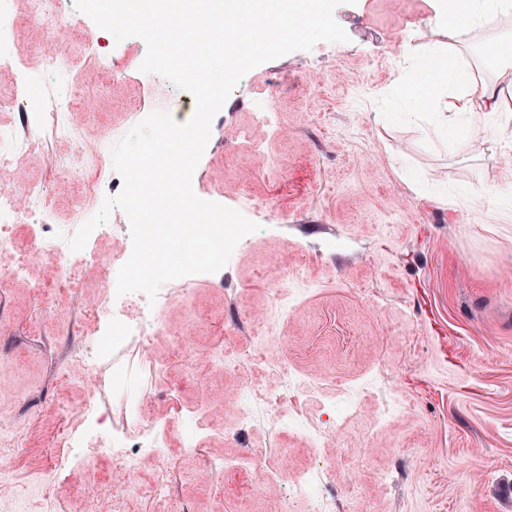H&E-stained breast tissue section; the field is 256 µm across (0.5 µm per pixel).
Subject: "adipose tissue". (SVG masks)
Returning <instances> with one entry per match:
<instances>
[{
    "label": "adipose tissue",
    "mask_w": 512,
    "mask_h": 512,
    "mask_svg": "<svg viewBox=\"0 0 512 512\" xmlns=\"http://www.w3.org/2000/svg\"><path fill=\"white\" fill-rule=\"evenodd\" d=\"M438 39L427 63L415 71L423 85L413 107L428 114L444 109L447 130L461 148L473 143L489 146L501 158L502 179L512 183V30L493 28L500 17L512 14V0H435ZM479 35L496 45L497 82H488L466 59L468 36ZM431 85H444L448 97L437 101L428 93Z\"/></svg>",
    "instance_id": "ef3b65f1"
}]
</instances>
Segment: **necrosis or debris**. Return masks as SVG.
Wrapping results in <instances>:
<instances>
[{"mask_svg":"<svg viewBox=\"0 0 512 512\" xmlns=\"http://www.w3.org/2000/svg\"><path fill=\"white\" fill-rule=\"evenodd\" d=\"M36 2L37 16L43 21L47 31L43 85L49 107L40 117V126L29 128L28 132H21L17 127L0 128V168L20 166L29 154L40 151L49 157L53 170L81 171L84 170L87 159L98 162L108 160L111 148L102 142L87 154L79 149L59 151V143L72 140L68 126L59 118L61 110L70 108L75 93L69 68L62 60L64 45L61 32L68 26L69 21L63 16L58 0ZM46 195L47 189L41 183L25 185L11 195H0V250L13 246L12 229L15 225H51L52 214L45 205ZM48 250L58 260L59 287L69 293H77L80 286L78 268L83 264L95 263V255L85 252L79 258H71L68 243L55 236L37 242L33 248L37 254ZM98 286L102 290L101 311L109 316L110 321L106 330V345L88 348L83 358V371L94 380L81 405L82 414L88 417L99 414L102 405L106 403V366L110 360L120 355L119 341L129 338L135 350L143 355L146 354L153 336L167 332L164 322V310L169 301L167 289H160L156 300L151 301L141 292L118 295L111 280L107 278L100 279ZM275 345V337H264L253 348L247 361L275 376L278 383L273 387L254 383L244 387L246 424L252 428L264 427L274 431L301 423L305 426L307 440L312 446H319L327 437L341 431L358 412L365 393L352 387L338 390L336 396L323 401L319 418L308 423L303 422L299 410L283 412V404L300 392L301 383L287 362L272 359L271 350ZM137 411L138 408L134 405L113 409L112 429L124 437L120 445L116 446L111 441L101 439L93 441L92 446L97 455L111 457L113 471L121 477L113 489L123 497H171L174 473L167 465L168 452L164 444L154 438L155 422H144ZM145 456L152 457L160 464L157 481L148 487L128 478L129 473L137 468ZM287 495L292 500L312 502L315 506L314 512H338L340 508L336 480L326 466L319 464L288 480Z\"/></svg>","mask_w":512,"mask_h":512,"instance_id":"4bbe7bcc","label":"necrosis or debris"}]
</instances>
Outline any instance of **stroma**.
<instances>
[{
    "label": "stroma",
    "instance_id": "stroma-1",
    "mask_svg": "<svg viewBox=\"0 0 512 512\" xmlns=\"http://www.w3.org/2000/svg\"><path fill=\"white\" fill-rule=\"evenodd\" d=\"M15 58L42 72L45 30L29 0H13ZM347 41L335 54L295 51L248 72L212 121L208 150L193 174L195 194L219 191L235 207L241 196L263 203L267 220L250 233L227 265L205 273L192 294L170 283L164 321L170 332L191 330V352L177 356L169 335L157 336L125 385L148 392L144 419L158 422L176 464L174 499L129 500L112 492V461L83 464L87 447L52 461L46 444L63 421L80 435H110L80 417L84 385L56 382L48 345L79 369L85 346L105 327L95 308L101 276L116 277L115 257L132 247L127 225L106 223L87 241L97 262L85 268L80 301L55 293V257L12 269L44 232L14 227L15 248L0 250V421L25 435L0 480V512H60L98 496L100 512H269L279 484L257 487L250 473L229 471L222 485L184 457L179 436L190 411L207 404L208 429L197 445L211 457L236 460L267 439L240 424L246 381H267L252 367L225 371L217 351L247 356L263 336L279 340L278 357L306 381L336 390L371 375H388L401 403L382 429L372 430L377 405L365 400L348 431L313 448L299 428L280 434L281 466L292 475L322 460L336 472L343 512H512V212L493 194L512 197L498 155L474 145L456 150L424 139L426 121L413 114L417 90L402 64L435 39L433 0H357L338 5ZM139 42L115 41L94 21L69 27L67 52L83 98L64 119L75 140L117 142L147 114L192 112L170 82H154L129 52ZM105 56L115 77L104 82ZM278 115L279 134L255 118ZM51 174L30 154L0 169V193L19 181H50L55 225L77 231L81 209L98 211L88 177ZM304 276L291 278L295 267ZM282 282L291 304L280 310L270 286ZM56 317L42 321L44 294ZM170 371L151 386L147 366ZM55 471L57 486L43 480ZM390 470L381 487L373 476Z\"/></svg>",
    "mask_w": 512,
    "mask_h": 512
}]
</instances>
